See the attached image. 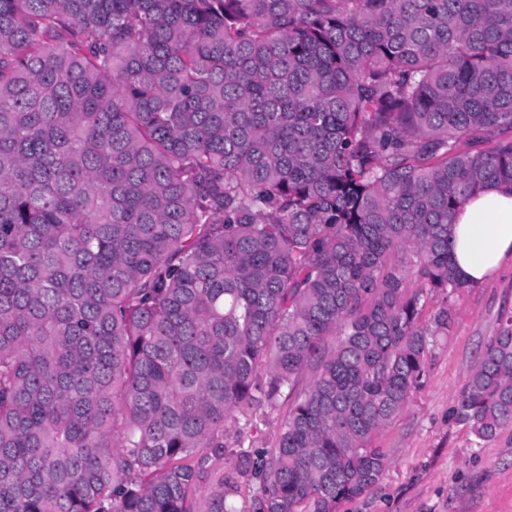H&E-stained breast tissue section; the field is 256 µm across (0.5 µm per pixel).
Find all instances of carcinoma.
I'll use <instances>...</instances> for the list:
<instances>
[{
	"mask_svg": "<svg viewBox=\"0 0 512 512\" xmlns=\"http://www.w3.org/2000/svg\"><path fill=\"white\" fill-rule=\"evenodd\" d=\"M490 186L512 0H0V512H191L197 449L285 395L210 512H338ZM454 416L512 425V315Z\"/></svg>",
	"mask_w": 512,
	"mask_h": 512,
	"instance_id": "obj_1",
	"label": "carcinoma"
}]
</instances>
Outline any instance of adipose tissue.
Masks as SVG:
<instances>
[{
    "label": "adipose tissue",
    "mask_w": 512,
    "mask_h": 512,
    "mask_svg": "<svg viewBox=\"0 0 512 512\" xmlns=\"http://www.w3.org/2000/svg\"><path fill=\"white\" fill-rule=\"evenodd\" d=\"M452 254L462 279L478 285L512 257V192L489 187L461 207L451 232Z\"/></svg>",
    "instance_id": "ef3b65f1"
}]
</instances>
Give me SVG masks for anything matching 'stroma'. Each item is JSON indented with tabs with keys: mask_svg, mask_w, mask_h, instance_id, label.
<instances>
[{
	"mask_svg": "<svg viewBox=\"0 0 512 512\" xmlns=\"http://www.w3.org/2000/svg\"><path fill=\"white\" fill-rule=\"evenodd\" d=\"M450 305L449 336L433 348L403 413L374 439L387 467L367 494L340 512H512V428L481 443L452 416L486 342L512 315V261L482 284L453 294ZM288 410L284 402L227 423L224 451L211 455L208 477L192 497L194 512H207L234 451L272 452Z\"/></svg>",
	"mask_w": 512,
	"mask_h": 512,
	"instance_id": "1",
	"label": "stroma"
}]
</instances>
